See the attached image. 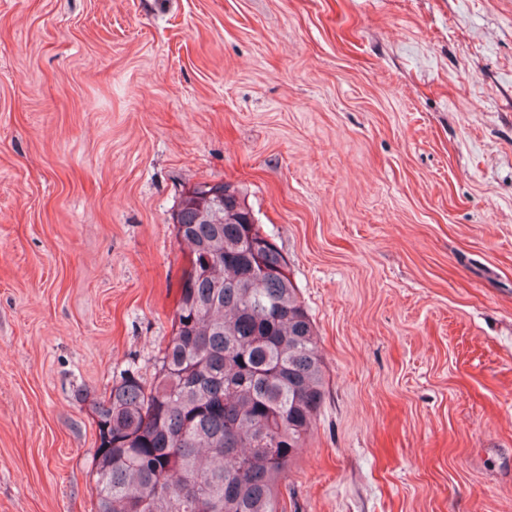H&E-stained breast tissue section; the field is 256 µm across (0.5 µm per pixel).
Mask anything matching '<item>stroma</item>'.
Segmentation results:
<instances>
[{
  "instance_id": "stroma-1",
  "label": "stroma",
  "mask_w": 512,
  "mask_h": 512,
  "mask_svg": "<svg viewBox=\"0 0 512 512\" xmlns=\"http://www.w3.org/2000/svg\"><path fill=\"white\" fill-rule=\"evenodd\" d=\"M217 182L325 365L288 512H512V0H0V512H94Z\"/></svg>"
}]
</instances>
